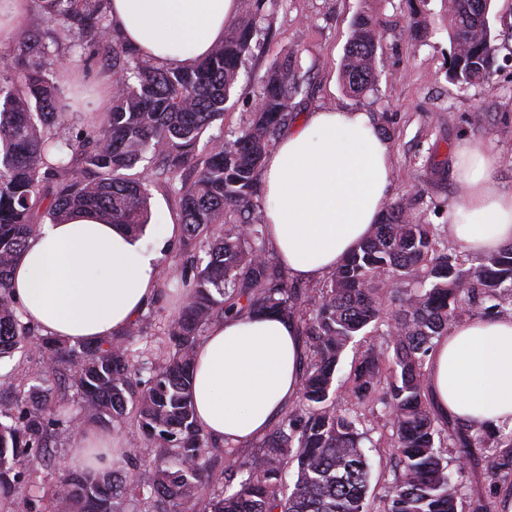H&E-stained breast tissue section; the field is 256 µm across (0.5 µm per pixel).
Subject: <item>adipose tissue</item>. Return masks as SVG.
<instances>
[{
	"mask_svg": "<svg viewBox=\"0 0 512 512\" xmlns=\"http://www.w3.org/2000/svg\"><path fill=\"white\" fill-rule=\"evenodd\" d=\"M241 0H110L126 44L169 68H186L224 40ZM465 192L448 209L453 236L475 255L512 243V192L492 178L478 145L458 154ZM393 148L371 115L356 109L309 113L278 140L261 171L264 222L291 278L316 283L370 236L392 190ZM161 224L158 242L86 215L45 223L26 242L12 274L25 322L70 343L123 333L154 294L163 251L180 233ZM303 346L294 320L264 313L212 321L195 348L197 420L217 441L264 436L298 394ZM437 413L471 427L512 429V314L454 323L428 367ZM121 445L111 432L76 431L66 465L110 467Z\"/></svg>",
	"mask_w": 512,
	"mask_h": 512,
	"instance_id": "adipose-tissue-1",
	"label": "adipose tissue"
}]
</instances>
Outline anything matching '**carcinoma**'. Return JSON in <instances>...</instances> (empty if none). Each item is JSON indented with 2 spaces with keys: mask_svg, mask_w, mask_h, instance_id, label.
<instances>
[{
  "mask_svg": "<svg viewBox=\"0 0 512 512\" xmlns=\"http://www.w3.org/2000/svg\"><path fill=\"white\" fill-rule=\"evenodd\" d=\"M107 0H39L10 64L0 70V359L31 341L21 321L10 275L40 221L64 224L92 213L106 224L143 233L152 218L148 186L160 180L181 213L180 251L189 267L174 288L158 361L138 364L134 343L141 320L121 335L76 348L50 337L36 346L79 391L92 421L116 426L134 409L138 441L109 472L62 476L55 485L57 512H125L126 500L144 512H372L371 468L361 431L363 409L378 402L396 459L383 512H459V485L441 449L458 461L487 454L489 478L512 474V438L495 430L463 428L438 416L428 395L427 362L438 339L463 313L503 312L512 292V244L466 267L464 254L448 250V226L410 217L406 203L388 204L371 237L313 288L288 283L269 247L254 201L264 157L288 122L304 89L297 57L275 62L260 81L249 119L221 142L199 144L238 103L236 86L264 34L263 0H242L238 22L224 42L186 69H167L122 43L108 22ZM452 27L446 79L461 92L494 74L499 50L493 0H448ZM382 24L361 12L351 23L341 62L346 91L361 97L379 80ZM430 22L413 10L411 36L431 35ZM112 55L122 76L109 111L75 135L63 136L54 74L68 70L62 36ZM148 161L142 174L133 172ZM224 232L211 242L212 227ZM292 317L305 345L298 406L240 458L224 443L229 461L214 479L207 454L216 447L198 426L192 399L198 336L217 319L251 311ZM379 336L350 374L346 393L336 383L345 349L356 337ZM54 412L50 392L34 386L17 413L0 421V492L19 481L31 451L47 452ZM168 464L141 477L123 462L158 459ZM296 465L293 487L283 474Z\"/></svg>",
  "mask_w": 512,
  "mask_h": 512,
  "instance_id": "1",
  "label": "carcinoma"
}]
</instances>
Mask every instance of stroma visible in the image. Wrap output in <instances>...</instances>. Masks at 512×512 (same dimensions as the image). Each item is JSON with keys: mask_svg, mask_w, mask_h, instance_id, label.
Wrapping results in <instances>:
<instances>
[{"mask_svg": "<svg viewBox=\"0 0 512 512\" xmlns=\"http://www.w3.org/2000/svg\"><path fill=\"white\" fill-rule=\"evenodd\" d=\"M365 9L372 10L385 26L378 48L382 75L376 91L359 98L343 90L339 67L350 22ZM423 12L433 33L416 44L409 32L406 0H265L263 23L270 36L248 60L237 94L242 103L253 99L258 77L277 59L297 52L309 90L296 97L292 121L324 107L370 112L393 147L392 199H407L412 215L444 224L449 206L463 191L455 168L462 145L476 142L489 147L495 158L493 179L500 188L512 190V39H507L498 53L492 79L463 93L445 78L451 48L448 0H428ZM81 59V72L65 75L60 81L61 103L70 114L73 129L92 118L90 109L80 105V98L106 94L116 80L111 61L102 55L87 50ZM242 103L226 112L223 127L210 129V136L221 138L238 127ZM35 379L52 390L63 423L53 432L51 457L35 464L10 492L0 494V512H28L34 499L39 502L38 512H51V490L66 470L69 440L88 423L75 388L57 380L45 369L39 351L26 345L0 360V411L16 412L24 391ZM366 427L378 443L369 457L371 485L380 495L393 479L395 459L390 448L380 442L385 433L381 415H368ZM443 456L449 471L462 473V512H471L470 503L480 496L490 497L496 507L512 497V478L493 484L486 477L485 465L472 462L461 470L451 449H444Z\"/></svg>", "mask_w": 512, "mask_h": 512, "instance_id": "35a3bbf8", "label": "stroma"}]
</instances>
